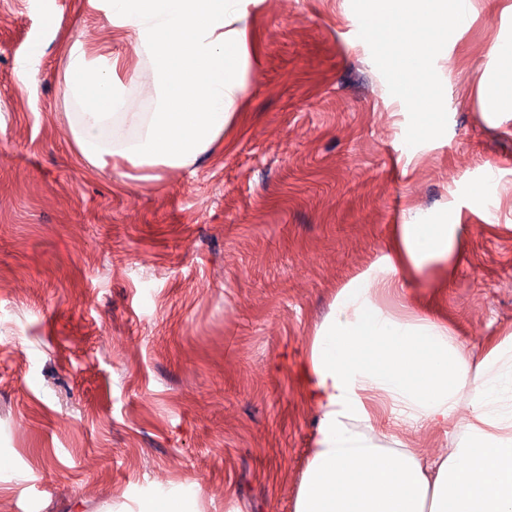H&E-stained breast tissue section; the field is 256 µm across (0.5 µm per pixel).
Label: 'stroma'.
<instances>
[{
  "label": "stroma",
  "mask_w": 512,
  "mask_h": 512,
  "mask_svg": "<svg viewBox=\"0 0 512 512\" xmlns=\"http://www.w3.org/2000/svg\"><path fill=\"white\" fill-rule=\"evenodd\" d=\"M242 10L248 98L208 153L143 182L81 159L61 90L80 39L153 111L135 44L87 0H0V512H145L191 482L197 512H294L322 418L301 366L410 217L455 225L453 256L420 275L398 260L404 295L379 305L475 361L512 336V107L478 83H512L495 57L512 0H472L449 29L422 135L353 0ZM376 436L427 461L460 442L383 408Z\"/></svg>",
  "instance_id": "35a3bbf8"
}]
</instances>
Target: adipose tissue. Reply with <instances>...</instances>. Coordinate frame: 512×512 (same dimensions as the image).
<instances>
[{
    "instance_id": "ef3b65f1",
    "label": "adipose tissue",
    "mask_w": 512,
    "mask_h": 512,
    "mask_svg": "<svg viewBox=\"0 0 512 512\" xmlns=\"http://www.w3.org/2000/svg\"><path fill=\"white\" fill-rule=\"evenodd\" d=\"M90 3L145 54L155 98L153 111H140L117 75V59L71 42L62 85L65 105L79 108L70 127L82 158L101 165L110 139L153 180L207 152L247 92L245 32L235 26L242 0ZM461 5L365 0L366 20L397 47L388 66L407 91L436 94L428 74L408 66L405 49L437 51L449 7ZM400 232L415 268L452 250L450 225L413 218ZM393 287L385 277L355 278L316 333L304 372L322 422L295 512H512V341L471 363L437 324L386 314L375 295ZM465 390L470 409L463 415ZM369 395L388 400L404 422L454 424L459 447L426 462L411 449L381 446L364 403Z\"/></svg>"
}]
</instances>
